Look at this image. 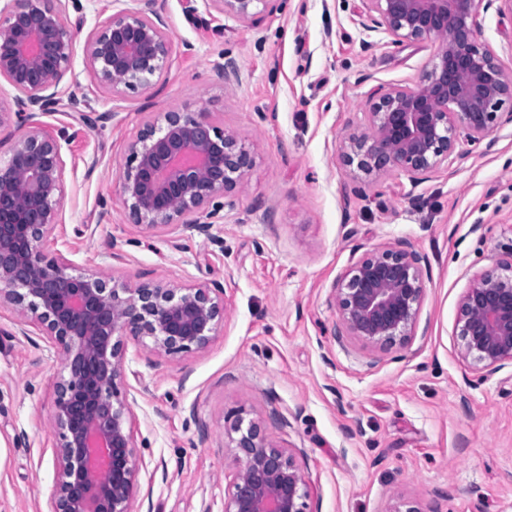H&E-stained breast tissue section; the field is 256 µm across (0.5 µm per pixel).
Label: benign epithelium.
Instances as JSON below:
<instances>
[{
	"mask_svg": "<svg viewBox=\"0 0 512 512\" xmlns=\"http://www.w3.org/2000/svg\"><path fill=\"white\" fill-rule=\"evenodd\" d=\"M512 0H363L373 28L391 44L434 39L438 53L419 83L372 90L365 131L351 137L345 167L366 175L392 169L418 182L463 159L460 142L491 148L512 101V77L479 41L480 6ZM87 39L94 83L119 95L154 88L167 72L172 38L159 0H135ZM272 0H205L208 9L240 22L273 11ZM63 0H6L0 8V80L16 92L0 125L26 129L0 160V302L34 319L62 357L51 422L57 480L48 512H135L139 463L134 451L136 399L121 393L128 342L157 358L205 348L224 322L220 288H170L161 281L134 287L97 273H71L64 255L47 258L41 245L56 224L65 161L57 137L32 126L39 112H75L88 126L86 100L62 82L73 52ZM218 78L240 81L224 62ZM253 155L205 112L171 110L146 121L128 146L120 194L133 221L148 229L206 233L236 207ZM425 256L404 244L364 254L335 282L340 325L381 350L407 344L423 301ZM461 355L478 370L512 365V259L473 276L459 302ZM233 448L224 512H308L310 484L284 448L260 424L237 414L225 429Z\"/></svg>",
	"mask_w": 512,
	"mask_h": 512,
	"instance_id": "1",
	"label": "benign epithelium"
}]
</instances>
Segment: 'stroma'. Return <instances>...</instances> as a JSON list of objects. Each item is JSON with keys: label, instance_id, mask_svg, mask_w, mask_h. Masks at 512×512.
Here are the masks:
<instances>
[{"label": "stroma", "instance_id": "obj_1", "mask_svg": "<svg viewBox=\"0 0 512 512\" xmlns=\"http://www.w3.org/2000/svg\"><path fill=\"white\" fill-rule=\"evenodd\" d=\"M131 0H81L64 83L111 120L64 141L47 257L129 283L207 285L228 314L202 350L152 362L131 343L122 390L137 388V512H224L237 413L262 423L312 485L309 512H386L394 495L439 512H512V367L481 375L459 354V301L474 275L512 252V123L492 148L415 183L342 164L371 88L412 87L434 41L392 45L361 0H275L258 23L195 21L160 0L172 35L153 89L119 96L86 67V32ZM479 40L512 75V15L480 10ZM234 59L241 81L216 76ZM208 113L254 155L234 210L209 234L132 223L119 192L126 150L162 112ZM404 242L425 254L411 342L382 351L340 334L336 280L367 251ZM0 304V512H48L59 438L49 418L62 360Z\"/></svg>", "mask_w": 512, "mask_h": 512}]
</instances>
